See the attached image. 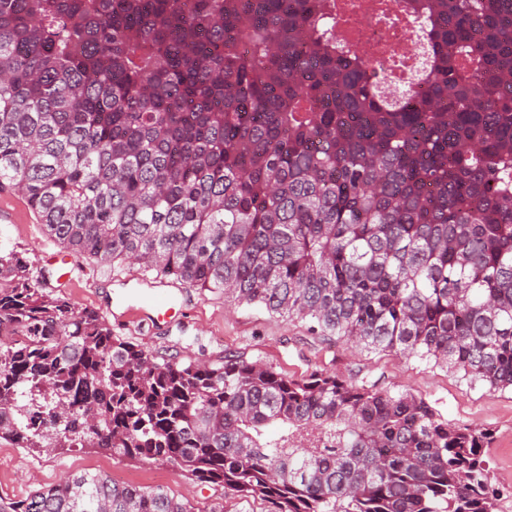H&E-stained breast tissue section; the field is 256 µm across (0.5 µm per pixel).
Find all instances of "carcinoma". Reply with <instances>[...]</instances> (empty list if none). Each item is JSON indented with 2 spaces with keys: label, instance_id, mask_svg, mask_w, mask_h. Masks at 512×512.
Listing matches in <instances>:
<instances>
[{
  "label": "carcinoma",
  "instance_id": "cac0c4a2",
  "mask_svg": "<svg viewBox=\"0 0 512 512\" xmlns=\"http://www.w3.org/2000/svg\"><path fill=\"white\" fill-rule=\"evenodd\" d=\"M389 101L336 0H0V188L58 243L512 389V0H406ZM0 439L274 512H498L488 432L228 353L161 360L0 251ZM0 512H194L89 471Z\"/></svg>",
  "mask_w": 512,
  "mask_h": 512
}]
</instances>
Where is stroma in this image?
<instances>
[{
    "label": "stroma",
    "instance_id": "35a3bbf8",
    "mask_svg": "<svg viewBox=\"0 0 512 512\" xmlns=\"http://www.w3.org/2000/svg\"><path fill=\"white\" fill-rule=\"evenodd\" d=\"M0 249L15 250L45 277L47 290L69 298L80 307L95 309L115 336L139 344L147 352L180 355L218 362L225 352L272 364L291 376L327 370L351 380L380 379L383 386L406 388L433 403L449 421L489 430L487 450L493 484L500 492L499 512H512V391L472 385L460 373L408 360L391 352L368 353L336 339L314 333L307 322L286 320L258 305L227 309L219 293L201 291L171 279L148 277L134 283L136 265L100 264L63 249L46 236L25 199L0 190ZM174 292L183 313L166 327H153L142 318L115 320L112 310L123 294L143 298ZM100 472L118 484L162 487L187 498L196 512H205L223 499L224 512H269L260 499L226 498L221 488L194 483L170 465L113 456L94 448H62L45 455L0 440V494L22 498L32 490L59 482L80 471Z\"/></svg>",
    "mask_w": 512,
    "mask_h": 512
}]
</instances>
